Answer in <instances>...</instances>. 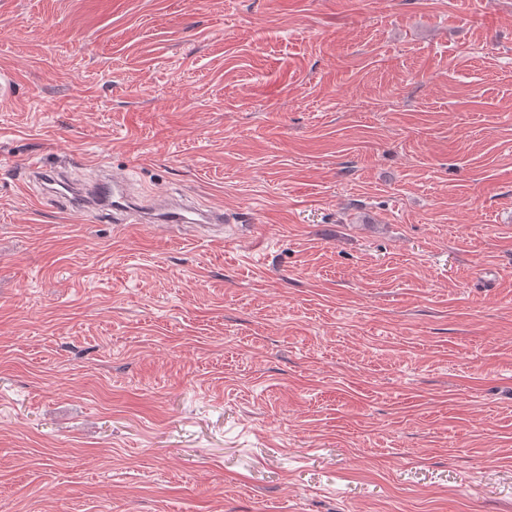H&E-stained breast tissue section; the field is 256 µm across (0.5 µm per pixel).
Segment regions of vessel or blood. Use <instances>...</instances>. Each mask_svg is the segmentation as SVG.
I'll list each match as a JSON object with an SVG mask.
<instances>
[{
  "label": "vessel or blood",
  "mask_w": 512,
  "mask_h": 512,
  "mask_svg": "<svg viewBox=\"0 0 512 512\" xmlns=\"http://www.w3.org/2000/svg\"><path fill=\"white\" fill-rule=\"evenodd\" d=\"M31 173L40 184L46 185L47 197L66 200L80 212L107 215L116 224L140 229L150 224L169 228L192 224L205 231L224 224V209L219 205L201 208L190 200L167 194L154 196L151 205H142L130 192L131 178L124 172L104 173L86 192L69 181L62 171L35 166Z\"/></svg>",
  "instance_id": "1"
}]
</instances>
